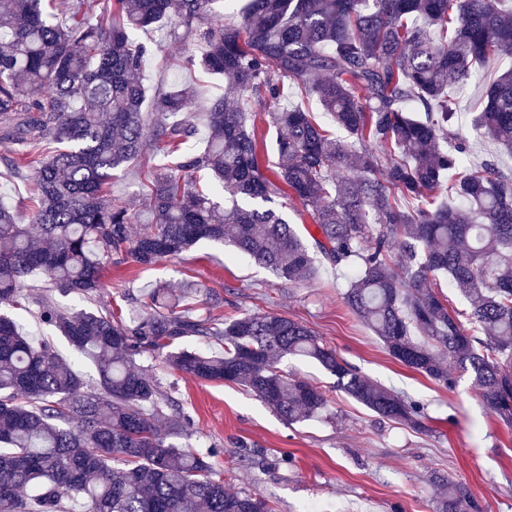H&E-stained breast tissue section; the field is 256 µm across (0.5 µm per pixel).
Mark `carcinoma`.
Returning a JSON list of instances; mask_svg holds the SVG:
<instances>
[{"label": "carcinoma", "instance_id": "cac0c4a2", "mask_svg": "<svg viewBox=\"0 0 512 512\" xmlns=\"http://www.w3.org/2000/svg\"><path fill=\"white\" fill-rule=\"evenodd\" d=\"M217 0H0V139L34 174L32 223L0 204V512H59L63 497L87 512H271L254 491L229 492L211 453L178 443L191 419L137 358L167 351L181 372L235 382L290 424L327 407L323 391L279 367L318 363L377 417L417 432L420 406L342 362L306 324L269 313L224 320L196 314L192 281L161 283L128 313L72 311L24 293L45 287L94 301L105 268L149 267L201 240L220 241L278 279L315 278L316 256L353 266L342 298L394 360L443 385L447 363L473 378L483 405L512 426V168L473 166L454 91L512 56V0H248L225 24ZM157 25L203 45L188 63L224 77L237 101L205 113L203 151L194 90L173 86L144 110L135 78L148 47L133 33ZM316 99L349 140L331 137L306 106ZM276 104L279 158L265 174L254 104ZM471 130L512 157V67L495 73L471 112ZM206 171L220 203L151 165ZM139 160L141 209L112 196L114 172ZM302 204L311 242L268 206L271 193ZM409 206H402V202ZM142 222L134 235L131 225ZM445 276L468 323L441 295ZM38 310L97 372L89 384L54 347L23 329ZM186 338L222 348L188 349ZM435 512H483L463 482L435 477Z\"/></svg>", "mask_w": 512, "mask_h": 512}]
</instances>
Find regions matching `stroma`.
<instances>
[{"instance_id":"obj_1","label":"stroma","mask_w":512,"mask_h":512,"mask_svg":"<svg viewBox=\"0 0 512 512\" xmlns=\"http://www.w3.org/2000/svg\"><path fill=\"white\" fill-rule=\"evenodd\" d=\"M134 38L150 50L142 71L148 90L193 86L191 110L198 116L225 94L223 77L187 65L183 44L153 28ZM188 280L224 299L217 308L203 305L201 314L264 311L302 321L349 366L417 401L427 425L418 433L378 419L303 358H284L280 367L321 386L328 412L293 425L241 385L196 380L161 353L140 358L139 366L189 415L187 443L212 452L225 488L260 492L273 512H433L432 478L449 475L469 485L485 512H512V427L485 410L469 374L452 370L445 387L394 361L344 304L340 272L325 266L313 280L284 283L224 245L202 241L150 267L126 261L106 268L99 302L121 306L147 283L178 289ZM243 445L255 450L254 459L239 458Z\"/></svg>"}]
</instances>
